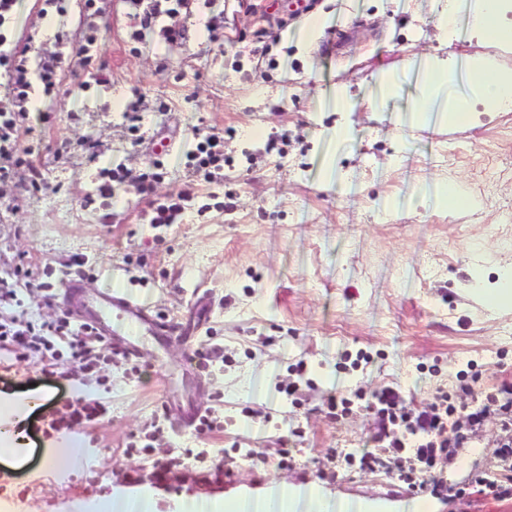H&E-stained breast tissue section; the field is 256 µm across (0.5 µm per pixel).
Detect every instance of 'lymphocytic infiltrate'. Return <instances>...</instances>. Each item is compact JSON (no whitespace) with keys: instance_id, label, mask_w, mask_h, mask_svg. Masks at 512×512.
<instances>
[{"instance_id":"f902f5d3","label":"lymphocytic infiltrate","mask_w":512,"mask_h":512,"mask_svg":"<svg viewBox=\"0 0 512 512\" xmlns=\"http://www.w3.org/2000/svg\"><path fill=\"white\" fill-rule=\"evenodd\" d=\"M192 174L208 183L224 180V147L208 136L197 144L192 156ZM66 347L74 375L97 373L106 363L105 341L89 328L74 323L63 313L50 322L19 325L0 323V347L14 349L22 361L38 359L43 368L54 367L59 347ZM374 417L373 449L352 453L332 449V465L323 477L332 481L337 471L356 467L392 475L406 490L448 498L458 491L444 478L454 450L468 441L488 417L499 421L500 433L492 444L497 468L477 474L469 493L499 500L512 499V383H503L477 405L461 406L448 392H440L426 406L406 403L399 388L375 391L366 405Z\"/></svg>"}]
</instances>
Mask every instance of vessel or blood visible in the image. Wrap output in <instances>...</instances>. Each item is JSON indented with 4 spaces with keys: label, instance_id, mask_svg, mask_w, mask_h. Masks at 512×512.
I'll use <instances>...</instances> for the list:
<instances>
[{
    "label": "vessel or blood",
    "instance_id": "b4317fda",
    "mask_svg": "<svg viewBox=\"0 0 512 512\" xmlns=\"http://www.w3.org/2000/svg\"><path fill=\"white\" fill-rule=\"evenodd\" d=\"M83 319L112 343V350L124 357L137 356L143 337L157 343L178 338L179 327L159 319L131 300L108 291L83 297Z\"/></svg>",
    "mask_w": 512,
    "mask_h": 512
}]
</instances>
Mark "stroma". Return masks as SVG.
Returning a JSON list of instances; mask_svg holds the SVG:
<instances>
[{
  "label": "stroma",
  "instance_id": "1",
  "mask_svg": "<svg viewBox=\"0 0 512 512\" xmlns=\"http://www.w3.org/2000/svg\"><path fill=\"white\" fill-rule=\"evenodd\" d=\"M215 2L191 0L145 26L124 0H102L92 21L102 36L85 60L77 55L90 22L82 0L48 11L33 0L26 18L13 11L0 24V53H26L34 65L64 62L53 87L32 75L31 92L45 106L19 117L23 162L0 182V279L23 265L41 282H18L0 318L59 315L61 281L77 257L86 292L111 290L121 273L123 296L180 322L189 346L226 354L201 372L187 363L185 347L147 339L134 361L116 358L96 374L71 377L67 355L47 376L37 361L0 348V391L44 397L23 423L20 465H0V512H74L115 490L147 492L156 512H173L185 495L230 499L280 480L316 484L326 449L373 445L369 412L332 418L330 397L396 383L422 407L469 380L472 394L459 397L467 404L512 382V310L479 305L470 293L476 279L494 284L512 265V112L479 113L468 128L412 127L402 122L415 96L409 81L384 105L369 104L380 70L404 67L422 51L454 59L482 45L466 31L442 38L437 0H310L304 9L296 0H223L218 12ZM320 11L332 21L313 50L282 46L284 32ZM215 14L222 36L199 38L197 23ZM167 25L183 28L184 39L166 42ZM341 84L351 111L318 106L320 94ZM118 98L123 107H114ZM337 127L350 138L336 158L335 183L323 188L316 182L322 134ZM200 134L224 139L223 182L190 177L187 155ZM272 141L279 149L270 153ZM157 159L166 175L151 198L113 183V194L126 199L117 211L111 196L98 194L100 171L135 175ZM424 178L483 205H411ZM178 196L186 203L175 223L150 224L152 203ZM389 196L402 201L399 212L384 213ZM300 361L306 371L295 406L276 386ZM76 398L105 403L109 413L72 431L88 450L82 467L47 469L46 449L62 441L38 432L39 419ZM169 406L214 408L224 430L200 438L175 424L161 450L203 448L218 458L237 448L272 459L283 440L296 464L256 471L244 463L209 482L188 465L155 482L125 446ZM498 431L488 418L458 448L450 486H468L493 466L489 445ZM324 489L384 504L408 497L389 476L357 468Z\"/></svg>",
  "mask_w": 512,
  "mask_h": 512
}]
</instances>
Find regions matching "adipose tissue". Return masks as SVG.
Instances as JSON below:
<instances>
[{
    "label": "adipose tissue",
    "instance_id": "1",
    "mask_svg": "<svg viewBox=\"0 0 512 512\" xmlns=\"http://www.w3.org/2000/svg\"><path fill=\"white\" fill-rule=\"evenodd\" d=\"M473 22L474 38L497 45L512 44V21L505 17L501 0H444L436 14V25L453 32L459 12ZM406 68L415 77L416 96L409 115L411 124L472 123L474 104L498 112L512 107V71L500 70L492 62L476 57L448 61L434 54L408 60ZM177 512H379L373 502L333 497L317 486L277 484L261 495L243 494L231 500L187 497Z\"/></svg>",
    "mask_w": 512,
    "mask_h": 512
}]
</instances>
